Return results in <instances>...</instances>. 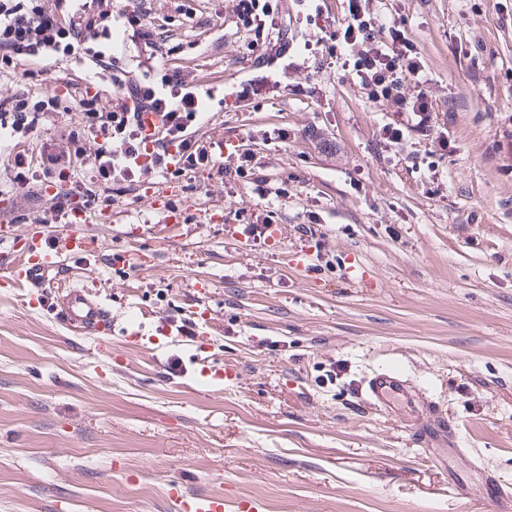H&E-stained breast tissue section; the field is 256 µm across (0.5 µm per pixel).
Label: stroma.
<instances>
[{
    "label": "stroma",
    "mask_w": 512,
    "mask_h": 512,
    "mask_svg": "<svg viewBox=\"0 0 512 512\" xmlns=\"http://www.w3.org/2000/svg\"><path fill=\"white\" fill-rule=\"evenodd\" d=\"M394 3L449 92L400 146L316 64L226 105L271 75L247 36L214 23L206 0L189 19L146 0L172 18L168 60L211 93L199 135L224 142V170L170 182L191 224L160 223L144 184L122 186L85 228L91 260L66 259L47 283L52 296L85 284L111 308L109 354L0 280V512H174L177 483L223 496L224 512L243 499L264 512H496L484 474L512 488V0ZM243 153L268 180L289 177L287 196L239 183ZM0 195V225L45 208L1 168ZM266 209L277 234L249 235L242 212ZM200 311L203 338L182 330ZM139 329L153 345L130 341ZM391 367L469 456L414 443L418 417L364 399L365 378Z\"/></svg>",
    "instance_id": "obj_1"
}]
</instances>
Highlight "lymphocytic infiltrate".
<instances>
[{"label": "lymphocytic infiltrate", "instance_id": "f902f5d3", "mask_svg": "<svg viewBox=\"0 0 512 512\" xmlns=\"http://www.w3.org/2000/svg\"><path fill=\"white\" fill-rule=\"evenodd\" d=\"M143 2L0 0V166L12 182L51 188L44 223L67 224L73 209H98L114 187L155 174L185 177L217 164L198 139L203 91L182 68L164 66L155 81L122 67L118 54L106 50L119 30L146 61L162 63L163 48ZM345 2L341 18L320 27L315 46L327 67L340 68L375 111L395 114L382 131L390 143H402L407 121L428 125L445 97L389 0ZM233 3V22L247 35L256 61L281 72L296 69L280 34L282 0ZM84 61L92 64L89 83L112 86L110 100L89 91L76 99L58 85L35 99L9 86L17 76L34 81L49 66ZM74 110L82 120L72 125L67 115ZM145 112L163 119L151 138L144 132ZM49 118L57 136L42 141L36 154L18 151Z\"/></svg>", "mask_w": 512, "mask_h": 512}]
</instances>
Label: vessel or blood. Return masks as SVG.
I'll list each match as a JSON object with an SVG mask.
<instances>
[{
  "instance_id": "obj_1",
  "label": "vessel or blood",
  "mask_w": 512,
  "mask_h": 512,
  "mask_svg": "<svg viewBox=\"0 0 512 512\" xmlns=\"http://www.w3.org/2000/svg\"><path fill=\"white\" fill-rule=\"evenodd\" d=\"M91 217L86 212H78L69 230L52 233L48 228L16 234L13 226L0 227V240L12 241L19 245L23 260L9 270V280L13 287L21 291L38 292L45 287L49 276L58 271L63 256H84L89 249L86 245L84 227ZM59 318L66 324L82 331L101 335L112 330V311L100 299L93 296L88 287H74L60 295L54 303ZM365 394L370 404L390 406L392 400H399L410 410H418L424 399L419 391L395 370L381 369L370 376ZM439 437L451 452H458L459 445L447 420L430 416L424 427L418 428L417 438L427 441ZM486 497L497 503L500 512H512V492L501 485L494 475L484 479ZM176 512H224V500L219 496L178 495L175 501Z\"/></svg>"
}]
</instances>
